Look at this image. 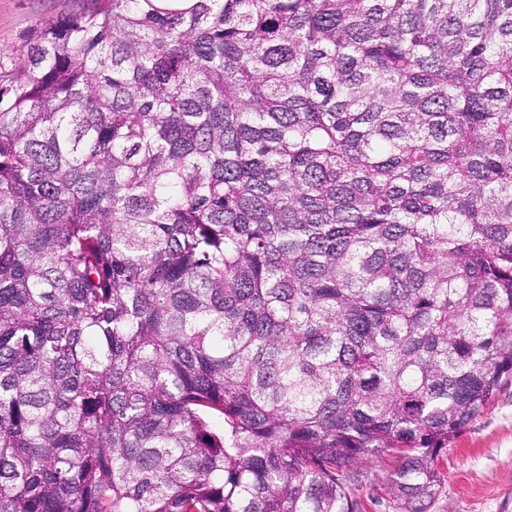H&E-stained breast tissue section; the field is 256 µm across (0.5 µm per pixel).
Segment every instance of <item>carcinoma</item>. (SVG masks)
Here are the masks:
<instances>
[{
	"label": "carcinoma",
	"instance_id": "obj_1",
	"mask_svg": "<svg viewBox=\"0 0 512 512\" xmlns=\"http://www.w3.org/2000/svg\"><path fill=\"white\" fill-rule=\"evenodd\" d=\"M0 69V512H401L512 378V0H85ZM397 462L392 454H383L366 462H354L346 471L353 480V491L362 512H399L387 490L388 476Z\"/></svg>",
	"mask_w": 512,
	"mask_h": 512
}]
</instances>
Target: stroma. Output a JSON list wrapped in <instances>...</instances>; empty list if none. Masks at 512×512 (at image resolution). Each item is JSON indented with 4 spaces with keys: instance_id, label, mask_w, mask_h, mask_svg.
Listing matches in <instances>:
<instances>
[{
    "instance_id": "1",
    "label": "stroma",
    "mask_w": 512,
    "mask_h": 512,
    "mask_svg": "<svg viewBox=\"0 0 512 512\" xmlns=\"http://www.w3.org/2000/svg\"><path fill=\"white\" fill-rule=\"evenodd\" d=\"M82 0H0V65L22 63L26 35L45 21L78 9ZM392 454L348 465L362 512H399L387 490ZM438 469L440 494L427 512H512V379L448 443Z\"/></svg>"
}]
</instances>
